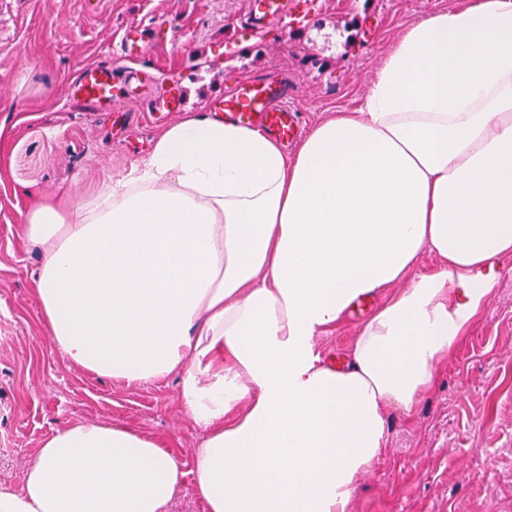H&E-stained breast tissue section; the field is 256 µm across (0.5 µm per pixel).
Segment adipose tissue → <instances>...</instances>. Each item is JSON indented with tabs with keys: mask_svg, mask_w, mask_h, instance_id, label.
<instances>
[{
	"mask_svg": "<svg viewBox=\"0 0 512 512\" xmlns=\"http://www.w3.org/2000/svg\"><path fill=\"white\" fill-rule=\"evenodd\" d=\"M38 300L67 361L110 379L180 374L207 435L204 512H347L390 413L434 388L512 254V0L407 26L362 106L295 153L209 115L173 123L89 203L35 198ZM440 263L364 323L345 368L315 340L422 251ZM174 449L104 423L57 428L0 512H171Z\"/></svg>",
	"mask_w": 512,
	"mask_h": 512,
	"instance_id": "obj_1",
	"label": "adipose tissue"
}]
</instances>
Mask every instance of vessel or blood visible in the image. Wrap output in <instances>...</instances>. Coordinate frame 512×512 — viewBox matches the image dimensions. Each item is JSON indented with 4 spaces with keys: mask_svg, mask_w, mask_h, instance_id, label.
I'll return each mask as SVG.
<instances>
[{
    "mask_svg": "<svg viewBox=\"0 0 512 512\" xmlns=\"http://www.w3.org/2000/svg\"><path fill=\"white\" fill-rule=\"evenodd\" d=\"M291 10V0H248L241 24L259 35L290 15ZM117 53L124 62L123 68L93 63L77 73L75 83L84 100L100 109L120 112L125 104L114 89L122 79L132 77L136 56L128 36H120ZM209 107L212 112L223 113L227 121L259 128L285 140L295 136L299 125L298 111L289 103L288 83L276 75L263 74L244 81L232 93L212 98Z\"/></svg>",
    "mask_w": 512,
    "mask_h": 512,
    "instance_id": "1",
    "label": "vessel or blood"
}]
</instances>
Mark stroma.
Returning a JSON list of instances; mask_svg holds the SVG:
<instances>
[{
    "mask_svg": "<svg viewBox=\"0 0 512 512\" xmlns=\"http://www.w3.org/2000/svg\"><path fill=\"white\" fill-rule=\"evenodd\" d=\"M458 0H322L253 38L245 0H0V482L20 486L35 448L73 421L109 422L161 440L195 468L204 432L181 405V377L129 383L70 364L45 329L40 255L23 236L29 194L79 205L123 178L158 134L208 113L215 92L268 67L285 72L309 130L361 104L388 45L408 25ZM156 42L124 92L125 115L94 110L73 79L111 59L123 30ZM438 263L420 254L409 276L322 334L349 353L374 308ZM438 384L410 416L391 413L379 460L349 512H512V255Z\"/></svg>",
    "mask_w": 512,
    "mask_h": 512,
    "instance_id": "obj_1",
    "label": "stroma"
}]
</instances>
